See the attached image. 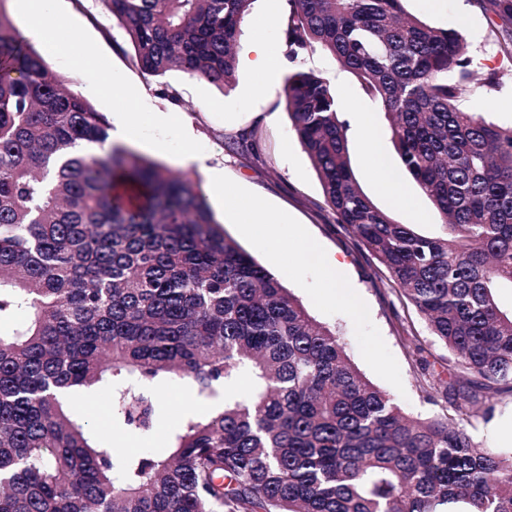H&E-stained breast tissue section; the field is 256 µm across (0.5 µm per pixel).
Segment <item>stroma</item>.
Wrapping results in <instances>:
<instances>
[{"label":"stroma","mask_w":512,"mask_h":512,"mask_svg":"<svg viewBox=\"0 0 512 512\" xmlns=\"http://www.w3.org/2000/svg\"><path fill=\"white\" fill-rule=\"evenodd\" d=\"M404 8L429 25L459 32L467 42L474 80L461 91L459 108L479 110L475 83L493 73L499 86L490 93L489 116L501 125L512 124V24L499 19L487 0H405ZM288 11L287 0H255L243 24L240 45L261 40L265 51L282 62L270 83L242 66L228 90L180 73L163 81L149 77L133 60L122 29L101 0H57V47L42 50L41 55L73 92L88 97L100 112L109 115L113 112L111 94L102 87L91 89L88 73L73 65L81 49L94 47L96 69L103 76L120 78L138 93L133 149L172 172L194 173L226 232L277 276L317 321L336 328L361 372L388 390L410 416L431 417L440 407L421 382L420 363L426 360L437 370H445L449 352L432 336L425 319L401 297L388 270L334 221L318 175L284 108L288 72L296 68L314 71L335 88L340 108L357 123L348 139L352 168L365 194L380 209L397 222L417 225L428 234L440 233L439 215L403 172L384 110L336 59L320 50L294 61L287 59L285 32L276 21ZM166 83L178 89L179 102L162 96ZM162 113L169 117L163 125L157 121ZM244 129L255 132L253 152L230 151L229 138ZM369 132L384 150L387 165L396 172L406 204H397L381 188L365 148ZM187 153L194 156V163H182ZM210 169L223 170L222 189L207 183ZM298 230L314 239L324 255L342 263L338 275L344 285L341 298L329 299L321 266L299 264L287 250V238ZM157 395L158 431L162 434L177 423L172 403L201 414L217 406L216 401L198 398L185 382L162 385ZM489 398L492 414L478 419L470 434L475 442L510 453L512 394L493 392Z\"/></svg>","instance_id":"stroma-1"}]
</instances>
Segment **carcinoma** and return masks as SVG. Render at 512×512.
Wrapping results in <instances>:
<instances>
[{
	"mask_svg": "<svg viewBox=\"0 0 512 512\" xmlns=\"http://www.w3.org/2000/svg\"><path fill=\"white\" fill-rule=\"evenodd\" d=\"M0 0V512H512V455L476 443L486 391L512 393V125L463 112V37L405 0H288L287 57H335L391 119L442 232L362 191L330 82L296 70L285 110L338 224L391 274L451 354L420 361L443 413L406 415L243 250L199 183L109 142ZM254 0H102L142 71L223 88ZM186 380L164 448L128 453L70 397L107 396L117 433L157 430L156 389Z\"/></svg>",
	"mask_w": 512,
	"mask_h": 512,
	"instance_id": "obj_1",
	"label": "carcinoma"
}]
</instances>
